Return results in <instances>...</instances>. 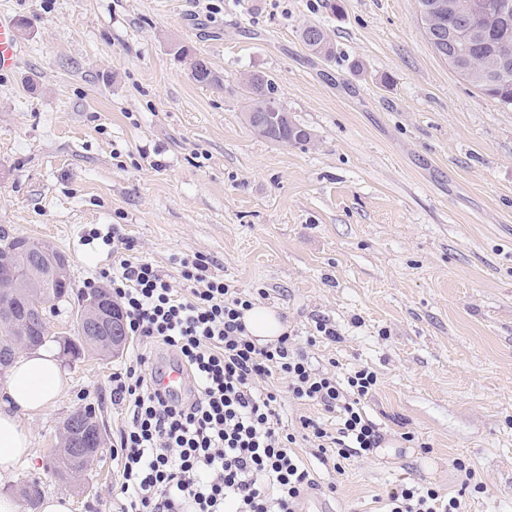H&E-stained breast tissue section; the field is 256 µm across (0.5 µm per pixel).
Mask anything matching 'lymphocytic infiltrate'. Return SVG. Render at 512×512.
I'll list each match as a JSON object with an SVG mask.
<instances>
[{
	"instance_id": "obj_1",
	"label": "lymphocytic infiltrate",
	"mask_w": 512,
	"mask_h": 512,
	"mask_svg": "<svg viewBox=\"0 0 512 512\" xmlns=\"http://www.w3.org/2000/svg\"><path fill=\"white\" fill-rule=\"evenodd\" d=\"M185 287H174L151 262L119 258L100 269L124 317L128 334L173 349L191 386L170 395L159 373H146L135 354L112 375V400L130 413L112 453L122 467L121 512H299L317 483L295 451L298 436L281 417L283 393L339 412L336 431L300 417L320 463L345 460L380 447L382 435L360 403L377 377L363 367L346 382L316 368L291 336L261 345L241 321L251 296L224 282L203 254L182 259ZM384 512H460L457 497L399 485Z\"/></svg>"
}]
</instances>
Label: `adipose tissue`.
I'll list each match as a JSON object with an SVG mask.
<instances>
[{"label":"adipose tissue","instance_id":"ef3b65f1","mask_svg":"<svg viewBox=\"0 0 512 512\" xmlns=\"http://www.w3.org/2000/svg\"><path fill=\"white\" fill-rule=\"evenodd\" d=\"M65 386L54 353L41 348L17 356L0 386V479L33 455L32 435L24 417L44 410Z\"/></svg>","mask_w":512,"mask_h":512}]
</instances>
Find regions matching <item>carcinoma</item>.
Instances as JSON below:
<instances>
[{"label": "carcinoma", "instance_id": "cac0c4a2", "mask_svg": "<svg viewBox=\"0 0 512 512\" xmlns=\"http://www.w3.org/2000/svg\"><path fill=\"white\" fill-rule=\"evenodd\" d=\"M472 14L470 27L457 24L454 13L450 12L439 19L437 28L444 30L447 54L452 56L460 68L477 69L482 73L481 80L471 82L485 95L504 107H512V0H494L496 6L487 8L485 0H471ZM192 79L201 85L220 86L223 79L211 70L195 62L191 67ZM272 138L284 144L305 145L311 140V133L290 120L277 129ZM72 288L69 278L47 283L33 280L29 283L31 294L26 305H41L43 313L50 314L56 306L67 302ZM58 474L67 479H77L85 467L76 464L69 451L64 450L54 460ZM22 498L30 508L42 497L41 484L28 479L21 488Z\"/></svg>", "mask_w": 512, "mask_h": 512}]
</instances>
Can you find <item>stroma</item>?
<instances>
[{
  "instance_id": "stroma-1",
  "label": "stroma",
  "mask_w": 512,
  "mask_h": 512,
  "mask_svg": "<svg viewBox=\"0 0 512 512\" xmlns=\"http://www.w3.org/2000/svg\"><path fill=\"white\" fill-rule=\"evenodd\" d=\"M0 13L22 46L0 74V228L69 261L52 337L76 339L112 225L174 278L177 258L207 255L226 283L264 289L314 365L377 376L361 408L380 448L340 472L316 464L309 501L381 512L408 483L462 512H512V107L434 52L418 0H0ZM309 24L330 56L302 43ZM198 58L224 87L192 80ZM250 71L274 80L309 144L253 132ZM320 319L337 341L315 338ZM138 347L60 358L66 388L24 417L33 457L0 494L35 478L71 512H120L109 443L128 413L111 377ZM87 407L108 446L70 482L53 468L59 432ZM459 461L481 488L463 487Z\"/></svg>"
}]
</instances>
